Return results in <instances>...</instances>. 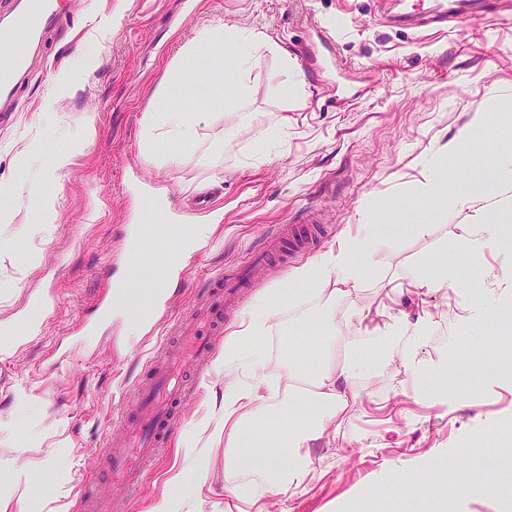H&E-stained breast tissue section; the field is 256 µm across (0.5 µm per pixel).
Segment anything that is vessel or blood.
<instances>
[{"label":"vessel or blood","mask_w":512,"mask_h":512,"mask_svg":"<svg viewBox=\"0 0 512 512\" xmlns=\"http://www.w3.org/2000/svg\"><path fill=\"white\" fill-rule=\"evenodd\" d=\"M65 19V14L53 9L48 0H27L9 23L0 26V76L11 77L25 68L26 36L36 33L44 24L58 25ZM306 221L307 227L302 231L293 224L278 227L260 248L252 251L250 263L265 262L273 250L285 245L292 249L299 247L305 238L326 237L328 229L320 214L307 212ZM159 239L155 225L134 224L128 236L122 276L111 281L109 289L98 300L93 316L80 323L72 347L85 345L88 337L109 324L120 303L136 308L142 327H152L156 307L166 301L165 294L152 295L147 290L148 283L156 279L155 245ZM249 285V279L241 270L222 279L197 311L200 332L180 337L148 362L149 383L139 395L141 404L133 410L121 408L123 436L110 441L100 455L98 465L103 476L93 481L90 493L82 495L83 512H115L112 486L116 483L126 486L130 496L139 494L142 469L159 459L177 430L175 411L187 393L185 374L198 378L206 374L215 341L224 327V318L237 309L238 296Z\"/></svg>","instance_id":"obj_1"}]
</instances>
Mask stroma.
Here are the masks:
<instances>
[{
	"label": "stroma",
	"instance_id": "1",
	"mask_svg": "<svg viewBox=\"0 0 512 512\" xmlns=\"http://www.w3.org/2000/svg\"><path fill=\"white\" fill-rule=\"evenodd\" d=\"M440 0H59L68 14L62 27L43 34L27 77L15 88L17 108L0 123V183L20 172L40 181L51 198V221L36 220L34 203L0 195L11 223H0V325L18 322L34 295L49 291L55 307L41 320V333L14 348L0 367V512H28L33 490L7 486L14 469L43 472L58 459L69 464L38 490L55 512H81L82 485L109 438L119 437V405L131 402L145 378L147 360L171 329L192 336L200 327L192 311L204 299L210 275L236 270L253 245L282 224L299 223L303 211L321 209L328 236L292 257H272L241 298L250 307L266 290L283 287L289 272L348 235L368 219L387 239L379 269L364 287L360 304L386 303L416 320L430 316V333L416 360L420 375L402 362L403 346L390 339L380 349L384 363L362 374L361 400L343 416L342 436L331 447L313 448L309 490L286 500L291 512H345L349 502L377 492L385 512H495L494 502H512V475L497 480L489 497L481 477L469 491L443 500L456 485L448 460L457 446L479 437L512 413V379H483L479 396L465 391L474 350L492 358L500 327L496 308L512 298V209L491 213L503 225L500 242L472 259L454 222L439 202L413 195L420 161L453 140L481 114L484 128L444 172L448 187L470 190L484 170L512 153V0H481L441 12ZM447 14L446 24L434 16ZM224 21L255 29L287 51L291 68L278 76L279 60L266 54L252 74L247 108L264 113L275 128L268 155L252 162L262 137L241 124L232 108L237 75L217 78L202 64L174 86L170 104L210 113L193 148L170 144L145 150L142 118L152 93L182 44L205 24ZM335 37L322 48V31ZM236 135L216 140L215 129ZM70 156L52 174L57 152ZM178 154L175 164L164 156ZM137 170L169 211L184 209L198 186L214 193L224 213L215 223L198 215L208 235L169 284L168 311L154 334L133 333L119 318L82 353L56 363L91 315L109 277L123 272V232L132 203L120 185ZM432 225L447 243L432 253L414 225ZM460 269L478 265L487 288L480 325L463 319L465 290L394 291L401 267L423 258ZM316 316H286L283 334L272 336V363L320 362L359 357L370 338L344 317L336 319L331 344L316 336ZM436 391L458 392L452 403ZM224 379L212 374L191 381L177 408V437L208 402L223 395Z\"/></svg>",
	"mask_w": 512,
	"mask_h": 512
}]
</instances>
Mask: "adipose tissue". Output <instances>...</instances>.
<instances>
[{"mask_svg": "<svg viewBox=\"0 0 512 512\" xmlns=\"http://www.w3.org/2000/svg\"><path fill=\"white\" fill-rule=\"evenodd\" d=\"M288 56L276 43L256 32H246L221 23L201 28L184 46L181 64L203 57L215 74L234 69L239 77V99H247L249 76L261 53ZM170 86L157 87L152 107L143 116V143L153 148L168 140L193 147L199 126L210 125L201 112L175 111L169 106ZM447 160L438 154L423 164L422 178L413 193L421 199L440 195L448 217L471 211L476 220L462 225L461 240L473 257L498 244V225L487 222L492 211L512 205V199L493 197L484 190L442 193L440 173ZM381 242L375 231L353 240H342L313 260L294 268L284 287L262 293L246 310L237 328L229 330L224 349L214 360V371L224 378L220 404L193 422L184 443L183 464L162 478L164 490L149 512H180L181 505L197 499L209 476L212 461L196 449L198 442H223L224 492L236 501L238 512H274L278 495L307 492L312 444L339 432L338 419L359 397L355 363L325 357L315 367L289 364L275 372L265 351L267 340L279 333L287 310L315 307L323 334L336 331V303L350 302V320L371 337H404L409 346L407 367L415 365V345L426 335L427 322H409L387 306L363 307L360 292L370 272L377 267ZM398 279L418 288L455 287L459 271L452 265L427 268L419 262L401 268Z\"/></svg>", "mask_w": 512, "mask_h": 512, "instance_id": "adipose-tissue-1", "label": "adipose tissue"}]
</instances>
